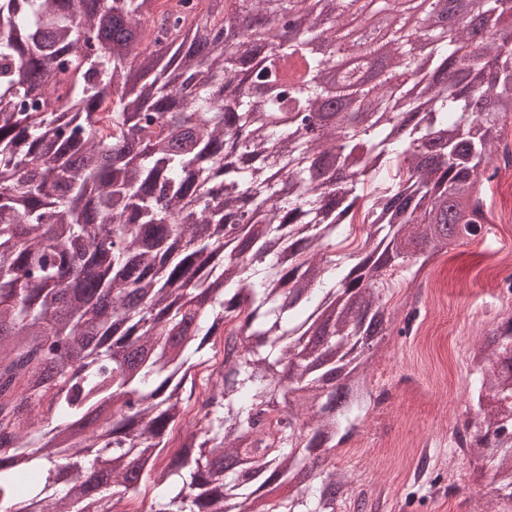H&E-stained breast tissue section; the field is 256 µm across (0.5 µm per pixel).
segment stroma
<instances>
[{
    "instance_id": "1",
    "label": "stroma",
    "mask_w": 512,
    "mask_h": 512,
    "mask_svg": "<svg viewBox=\"0 0 512 512\" xmlns=\"http://www.w3.org/2000/svg\"><path fill=\"white\" fill-rule=\"evenodd\" d=\"M494 236L459 241L420 274L419 289L408 272H397L398 283L388 294L390 312L401 313L404 300L418 298L416 333L387 336L369 372L375 391L388 399L362 420L353 437L336 448V464L356 486L386 492L391 512H475L482 481L471 474L468 460L448 447V425L437 413L440 390L447 387L466 397L476 366L469 350L485 340L503 314L487 310L468 318L465 300H489L491 288L479 284L476 272ZM440 458L436 470L441 489L414 490L412 471L422 447Z\"/></svg>"
}]
</instances>
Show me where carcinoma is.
I'll return each mask as SVG.
<instances>
[{
	"instance_id": "carcinoma-1",
	"label": "carcinoma",
	"mask_w": 512,
	"mask_h": 512,
	"mask_svg": "<svg viewBox=\"0 0 512 512\" xmlns=\"http://www.w3.org/2000/svg\"><path fill=\"white\" fill-rule=\"evenodd\" d=\"M328 2L0 0V509L372 512L310 461L381 401L350 355L395 324L386 268L415 281L489 223L512 3H387L375 46ZM496 335L454 429L492 472L480 512L512 501V316Z\"/></svg>"
}]
</instances>
